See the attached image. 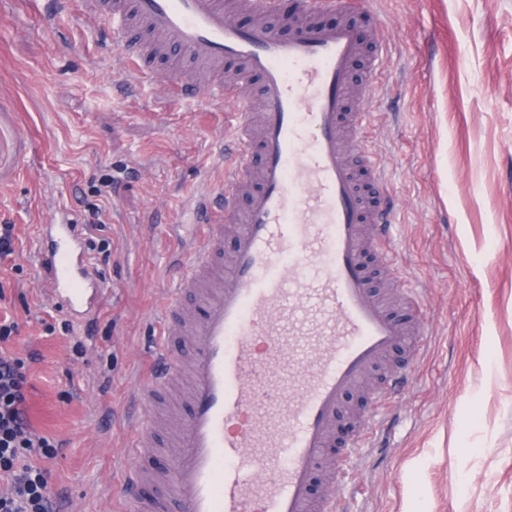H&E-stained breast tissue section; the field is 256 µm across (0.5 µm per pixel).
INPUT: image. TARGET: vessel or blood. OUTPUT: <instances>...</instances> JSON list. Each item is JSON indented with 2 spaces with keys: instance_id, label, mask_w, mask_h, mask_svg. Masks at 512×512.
Returning a JSON list of instances; mask_svg holds the SVG:
<instances>
[{
  "instance_id": "obj_1",
  "label": "vessel or blood",
  "mask_w": 512,
  "mask_h": 512,
  "mask_svg": "<svg viewBox=\"0 0 512 512\" xmlns=\"http://www.w3.org/2000/svg\"><path fill=\"white\" fill-rule=\"evenodd\" d=\"M326 2L301 0L283 36L265 21L276 0H245L247 27L224 0H84L125 39L131 78L149 76L151 55H184L214 80L205 90L175 81L172 96L236 103L213 144L224 176L196 195L198 246L160 309L124 512H327L312 487L345 396L384 367L372 393L382 410L407 382L389 360L421 350L417 298L398 312L372 286L395 248L380 170L364 156L351 163L345 146L366 121L348 108L363 34L353 22L319 25ZM35 255L53 305L82 323L104 290L74 224L40 225ZM163 391L188 407L166 448L154 407Z\"/></svg>"
}]
</instances>
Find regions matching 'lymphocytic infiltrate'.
Masks as SVG:
<instances>
[{
  "instance_id": "1",
  "label": "lymphocytic infiltrate",
  "mask_w": 512,
  "mask_h": 512,
  "mask_svg": "<svg viewBox=\"0 0 512 512\" xmlns=\"http://www.w3.org/2000/svg\"><path fill=\"white\" fill-rule=\"evenodd\" d=\"M17 329L15 322H0V512H57L47 463L62 445L28 417L33 385L27 361L8 346Z\"/></svg>"
}]
</instances>
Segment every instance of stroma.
I'll return each instance as SVG.
<instances>
[{"label": "stroma", "instance_id": "obj_1", "mask_svg": "<svg viewBox=\"0 0 512 512\" xmlns=\"http://www.w3.org/2000/svg\"><path fill=\"white\" fill-rule=\"evenodd\" d=\"M365 25L361 63L381 51L363 140L394 207L390 296L422 300L424 346L373 438L339 454L351 512H512V0H366L319 12ZM79 6L55 23L35 0H0V317L36 353L34 425L61 440L50 464L59 512H121L112 495L155 313L196 247L189 198L219 182L211 151L224 112L169 94L170 65L131 82L119 49ZM109 177V202L92 185ZM113 212L99 265L104 299L86 326L47 305L39 225Z\"/></svg>", "mask_w": 512, "mask_h": 512}]
</instances>
